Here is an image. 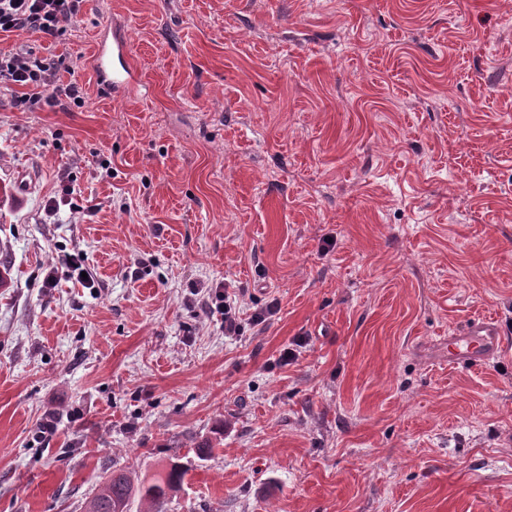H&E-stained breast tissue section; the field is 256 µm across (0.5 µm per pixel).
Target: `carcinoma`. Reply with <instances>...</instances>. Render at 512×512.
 I'll use <instances>...</instances> for the list:
<instances>
[{
	"label": "carcinoma",
	"mask_w": 512,
	"mask_h": 512,
	"mask_svg": "<svg viewBox=\"0 0 512 512\" xmlns=\"http://www.w3.org/2000/svg\"><path fill=\"white\" fill-rule=\"evenodd\" d=\"M187 470L176 462L168 470L150 481L135 476L128 467H112L106 483L85 504V512H131V505L139 502V512H165L170 492L178 489Z\"/></svg>",
	"instance_id": "cac0c4a2"
}]
</instances>
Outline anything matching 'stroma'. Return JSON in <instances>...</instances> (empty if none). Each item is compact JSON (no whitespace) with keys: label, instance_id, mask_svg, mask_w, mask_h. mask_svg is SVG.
<instances>
[{"label":"stroma","instance_id":"35a3bbf8","mask_svg":"<svg viewBox=\"0 0 512 512\" xmlns=\"http://www.w3.org/2000/svg\"><path fill=\"white\" fill-rule=\"evenodd\" d=\"M0 47L84 93L0 89V512L172 461L169 512H512V0H82ZM130 44L128 38L121 28H113L112 40L106 35L98 38L96 50L93 56V66L101 83L112 90V95L122 97L132 86L133 76L129 67L123 69L122 73L112 71V57L130 58ZM63 64L61 57L39 56L32 51L0 53V86L15 91L14 106L29 110L36 105L67 108V101L74 105L84 103L81 88L76 83L65 87L57 84L58 71ZM218 288H225L224 292L221 293V296L224 298V334L228 337L240 336L243 332V328L236 311V304L234 303L236 301V294L234 292L231 295L226 290V286H220ZM501 340L496 322L485 318L473 322L463 336H455L452 344L458 355L480 359L500 349Z\"/></svg>","mask_w":512,"mask_h":512}]
</instances>
